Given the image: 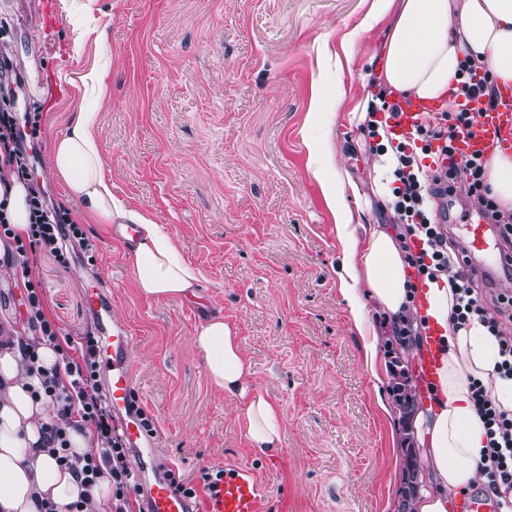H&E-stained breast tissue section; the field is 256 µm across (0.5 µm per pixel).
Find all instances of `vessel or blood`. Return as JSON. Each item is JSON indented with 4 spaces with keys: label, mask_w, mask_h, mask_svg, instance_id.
<instances>
[{
    "label": "vessel or blood",
    "mask_w": 512,
    "mask_h": 512,
    "mask_svg": "<svg viewBox=\"0 0 512 512\" xmlns=\"http://www.w3.org/2000/svg\"><path fill=\"white\" fill-rule=\"evenodd\" d=\"M499 98L492 108L480 97L459 99L458 109L475 114L476 119L469 129L457 133L451 154H436V166L458 174L471 156L483 158L497 148L512 149V87L500 90ZM438 109V104L428 101H401L390 121L391 130L396 137H409L426 114ZM500 236L499 225L479 221L467 224L464 245L458 251L460 261L511 276L512 264L506 262L504 252L489 247ZM85 297L101 330L98 356L106 372V397L113 414L122 420L127 446L135 458L144 491L143 512H196L193 502L157 469V439L144 424L132 379L131 336L113 315L104 285L95 279L88 281ZM440 336L439 329H432L422 344L417 367L421 381L426 384L436 378L441 364ZM264 508L256 477L249 469L240 467L225 473L219 494L211 499L208 512H264ZM458 512H499V507L493 498L477 489L460 501Z\"/></svg>",
    "instance_id": "b4317fda"
}]
</instances>
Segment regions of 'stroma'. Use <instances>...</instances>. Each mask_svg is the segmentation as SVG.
Returning <instances> with one entry per match:
<instances>
[{
  "instance_id": "35a3bbf8",
  "label": "stroma",
  "mask_w": 512,
  "mask_h": 512,
  "mask_svg": "<svg viewBox=\"0 0 512 512\" xmlns=\"http://www.w3.org/2000/svg\"><path fill=\"white\" fill-rule=\"evenodd\" d=\"M57 24L38 35V0H0V57L27 76L19 119L38 117L32 182L49 207L72 212L49 167L72 112L97 109L103 173L127 207L147 213L202 273L193 300L142 295L133 258L112 224L77 216L93 260L60 264L36 250L30 264L47 317L78 337L96 331L82 284H108L112 311L133 338L136 392L167 469H251L267 512H398L405 474L394 467L393 420L376 405L364 340L339 293L343 260L310 144L373 182L374 143L336 115L337 83L356 100L373 93L333 60L366 0H54ZM93 20L73 32L74 4ZM109 70L106 96L80 77ZM64 88L45 108L38 76ZM322 110L311 116V99ZM235 324L256 384L281 408L276 455L250 446L238 408L209 383L191 338L204 311ZM30 336L21 275L0 263V328Z\"/></svg>"
}]
</instances>
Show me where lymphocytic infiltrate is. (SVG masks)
<instances>
[{"label":"lymphocytic infiltrate","mask_w":512,"mask_h":512,"mask_svg":"<svg viewBox=\"0 0 512 512\" xmlns=\"http://www.w3.org/2000/svg\"><path fill=\"white\" fill-rule=\"evenodd\" d=\"M472 123L471 113L444 112L419 124L415 133L416 146L397 142L392 208L404 229L405 238L417 236L421 239L420 251L406 255L409 266L421 276L448 275L455 290L456 304L450 317L454 327L466 325L475 318L490 333L498 335L501 360L496 364L495 372L499 377L511 379L512 336L501 335L498 318L512 315V296L501 293L493 303H485V292L477 287L473 269L462 266L455 251L449 250L447 231L444 225L433 219L430 203L454 194L455 188L450 185L447 173L428 170L422 163L423 155L430 152L432 141L452 139L459 127H468ZM21 141L22 135L13 113L1 110L0 164L9 166L24 177L28 174V159ZM463 170L466 195L477 199L483 213L493 223L503 226L504 237L512 245V213L507 215L497 209L489 195L482 162H465ZM32 207L34 220L27 236L13 237L10 225L0 217V239H12L11 261L20 267L22 277L27 280V323L34 338L22 343L23 365L38 377L34 398L52 405L56 411L54 420L46 426L47 449L59 466L76 473L86 485H94L102 471H110L112 496L124 503L129 494L136 491L137 484L126 466L128 450L125 439L116 434L112 425V409L99 387V338L92 334L77 340L64 338L62 329L44 313L41 282L30 279V250L39 247L49 250L64 265L68 262L67 243L75 241L85 247L89 241L79 224L67 213L50 209L43 196H34ZM40 341L57 346L61 353L59 364L52 369H45L37 363L36 344ZM472 397L490 435L489 463L483 468L485 486L497 497L500 507L512 506V500L507 497L512 491V414L495 405L482 382H474ZM77 419L95 428L101 439L99 452L83 457L70 452L67 431Z\"/></svg>","instance_id":"1"}]
</instances>
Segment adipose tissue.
Returning <instances> with one entry per match:
<instances>
[{
	"label": "adipose tissue",
	"mask_w": 512,
	"mask_h": 512,
	"mask_svg": "<svg viewBox=\"0 0 512 512\" xmlns=\"http://www.w3.org/2000/svg\"><path fill=\"white\" fill-rule=\"evenodd\" d=\"M372 30L377 33L371 46L377 64L361 73L360 80L387 95L449 103L467 59L488 71L495 87L512 86V0H371L364 20L342 39L346 66H353L363 50L362 33ZM97 121V112L79 108L52 144V169L66 185L68 203L99 223L133 225V277L141 294L157 299L198 297L202 275L185 261L164 225L113 196L102 173ZM484 169L499 209L512 212V152L495 149ZM322 185L338 216V237L344 245L339 291L365 338V362L371 373H378L379 367L369 311L382 313L394 326L410 319L423 329L436 325L443 331L437 379L420 391L407 419L420 459V487L409 509L453 512L459 493L480 479L489 446L485 420L472 399L473 380L491 381L497 406L512 412V379L493 376L498 341L475 319L453 328L454 292L446 275L429 281L428 308L416 305L399 225L355 222L354 213H365L376 203L388 204L381 180H374L370 200L363 199L359 183L344 166L324 176ZM30 193V186L15 175L0 177V208L21 235L29 229ZM349 197L358 200L357 209L347 207ZM192 344L202 355L210 384L239 404L250 447L265 454L281 448V411L258 389L254 365L242 350L236 325L221 311L209 313L197 325ZM31 382L17 337H0V512H40L45 500L59 512L79 500L85 501L86 512H98L112 495L110 475L102 474L92 488H85L74 473L43 452V431L52 415L47 404L32 398Z\"/></svg>",
	"instance_id": "ef3b65f1"
}]
</instances>
